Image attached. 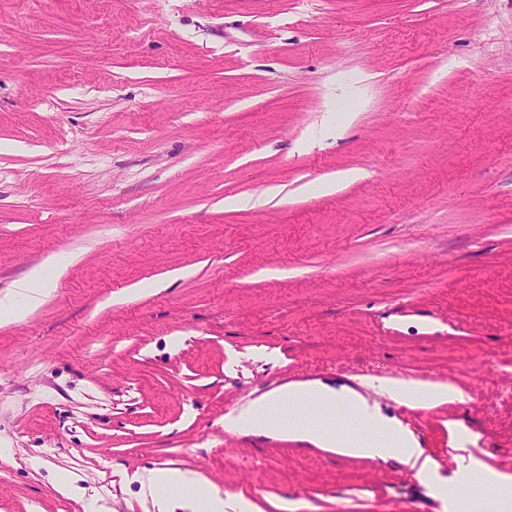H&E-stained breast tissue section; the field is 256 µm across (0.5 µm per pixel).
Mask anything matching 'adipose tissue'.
Here are the masks:
<instances>
[{
	"label": "adipose tissue",
	"mask_w": 512,
	"mask_h": 512,
	"mask_svg": "<svg viewBox=\"0 0 512 512\" xmlns=\"http://www.w3.org/2000/svg\"><path fill=\"white\" fill-rule=\"evenodd\" d=\"M67 255L53 257L49 266L33 269L15 291L0 298V319L8 321L40 305L48 295L50 268H60ZM409 405L436 407L463 400L457 387L446 383H419L393 378H370L359 387L334 389L320 381H294L267 391L225 416L226 430L240 436H265L302 442L342 457L396 460L426 474L433 460L425 456L413 433L400 422L383 416L373 394ZM460 485L493 487L492 496L474 502L456 495L450 512H512V475L470 461ZM159 512H224L223 496L207 480L177 468L151 470L141 483Z\"/></svg>",
	"instance_id": "1"
}]
</instances>
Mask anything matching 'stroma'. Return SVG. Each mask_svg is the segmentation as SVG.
<instances>
[{
    "label": "stroma",
    "mask_w": 512,
    "mask_h": 512,
    "mask_svg": "<svg viewBox=\"0 0 512 512\" xmlns=\"http://www.w3.org/2000/svg\"><path fill=\"white\" fill-rule=\"evenodd\" d=\"M0 512H448L415 470L225 431L297 380L512 473V0H0ZM74 475L81 495L57 493ZM49 267H39L31 271L26 281L20 284L15 291L0 298V319L8 321L16 318L25 311H29L40 305L48 295ZM38 288H32V285ZM136 479L159 512H224V497L196 472L159 468L151 470L146 480L142 475Z\"/></svg>",
    "instance_id": "35a3bbf8"
}]
</instances>
